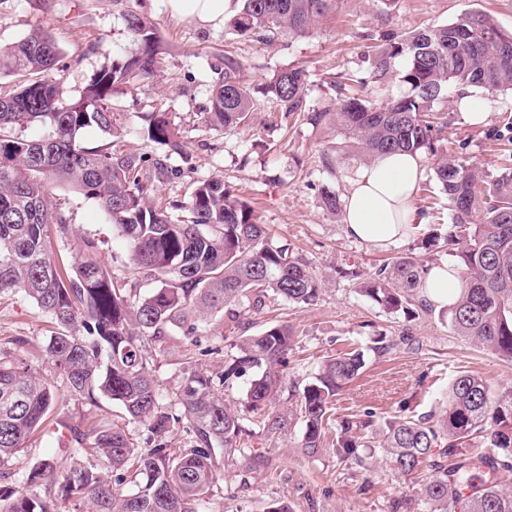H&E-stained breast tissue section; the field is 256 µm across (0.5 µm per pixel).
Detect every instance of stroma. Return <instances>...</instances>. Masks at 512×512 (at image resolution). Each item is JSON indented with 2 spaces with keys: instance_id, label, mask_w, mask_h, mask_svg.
I'll use <instances>...</instances> for the list:
<instances>
[{
  "instance_id": "1",
  "label": "stroma",
  "mask_w": 512,
  "mask_h": 512,
  "mask_svg": "<svg viewBox=\"0 0 512 512\" xmlns=\"http://www.w3.org/2000/svg\"><path fill=\"white\" fill-rule=\"evenodd\" d=\"M140 9L157 24L170 53L153 79L118 96L132 131L123 146L129 152L146 151V143L133 131L141 125L143 113L168 106L192 167L191 172L162 183L155 204L186 198L192 179H223L234 196L252 205L275 238L291 244L322 282L313 305L283 302L260 314H242L256 330L269 322H285L295 331L280 390L268 405L285 415L287 425L270 432L260 422L251 423L245 443L265 466L246 474L234 461L222 463L223 478L211 500L212 512H266L275 502L288 503L292 512H430L419 494L425 473L396 474L374 445L343 461L335 444L337 424L360 421L369 412L379 424L398 415L437 416L449 382L460 373L481 376L499 394L512 390V362L458 336L445 311L420 318L388 313L359 291L362 279L380 259L414 254L431 263L445 258L444 250L422 246L424 238L439 230L437 219L429 214L443 201L433 176H425L414 198V208L426 216L409 238L377 249L349 237L341 215L330 213L321 196L325 188L345 195L349 179L360 167L352 160L341 165L337 175L323 173L318 151L338 142L336 131L288 124L267 101L246 129L206 130L201 114L209 106V65L214 52L224 48L223 25L178 19L170 13L167 0H140ZM467 9L490 12L503 28L512 29V0H395L389 8L382 0H342L336 16L310 36L286 46L248 41L240 44L238 52L249 64L248 81L255 84L287 65L307 67L308 98L321 108L335 97L329 76L364 70L370 47L383 37L447 24ZM123 11L119 0H0V44L17 41L38 27L51 29L62 49L65 91L74 96L127 46ZM435 108L446 119L438 136L449 157L492 170L512 156V144L492 138L512 120L511 95L491 102L486 122L478 126L463 120L455 99L440 100ZM53 200L71 229L68 238H51L57 263H70L79 240L89 238L98 242L97 258L114 276L127 279L129 287L143 294L153 288L146 274L130 272L124 242L94 201L65 187L54 189ZM53 329L51 319L22 295H0V350L14 337H23L25 344L17 349V357L34 373L48 375L56 392L51 427L34 432L13 462L20 482L44 456L70 457L73 446L66 438L70 427L103 419L125 426L136 446H144L147 437L141 424L130 421L120 405L106 397L93 402L70 399L63 376L49 373L46 363L44 344ZM380 340L390 343L388 353L377 352ZM233 343L222 328L193 338L175 333L153 343L152 369L161 394L174 398L186 371L223 369L237 354ZM352 346L363 352L365 366L337 395L321 448L307 455L301 447L302 389L322 362Z\"/></svg>"
}]
</instances>
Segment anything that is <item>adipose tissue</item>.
<instances>
[{"instance_id":"1","label":"adipose tissue","mask_w":512,"mask_h":512,"mask_svg":"<svg viewBox=\"0 0 512 512\" xmlns=\"http://www.w3.org/2000/svg\"><path fill=\"white\" fill-rule=\"evenodd\" d=\"M171 13L203 24H220L235 11L233 0H168ZM421 154H382L349 180L343 222L348 236L376 248L396 243L414 231L413 199L424 178ZM462 282L455 263L429 264L423 294L435 308L453 303Z\"/></svg>"}]
</instances>
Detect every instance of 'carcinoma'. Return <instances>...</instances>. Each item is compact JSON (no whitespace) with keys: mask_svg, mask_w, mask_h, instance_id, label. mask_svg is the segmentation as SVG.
Instances as JSON below:
<instances>
[{"mask_svg":"<svg viewBox=\"0 0 512 512\" xmlns=\"http://www.w3.org/2000/svg\"><path fill=\"white\" fill-rule=\"evenodd\" d=\"M225 22L239 41L272 43L309 36L336 15L341 0H241ZM128 47L95 73L73 98L64 96L58 75L60 49L46 28L0 46V76L25 74L26 82L0 96V294L22 292L49 315L55 331L44 346L50 365L66 382L70 397L92 400L100 392L116 401L131 420L145 426L147 447H137L125 429L100 423L69 429L75 452L93 458L60 469L47 456L35 462L24 485L0 484V512H57L54 494L85 512H205L221 480L218 458L244 454L249 436L244 418L224 403V386L260 369L247 401L264 409L274 398L294 340L286 323H269L250 335L244 310L256 313L280 301L311 305L321 281L290 245L273 241L253 207L234 197L221 180L190 183L185 201L156 208L151 198L173 174L169 160L188 165L168 110L146 116L137 135L165 148L161 155L121 149L127 135L124 113L114 98L161 71L162 37L148 15L131 6L124 14ZM402 68L394 70L395 60ZM210 108L205 128L233 130L249 125L255 90L246 80L247 63L232 50L215 55ZM405 91L382 105L369 98L392 76ZM309 72L293 65L277 69L261 94L278 111L314 129L332 125L343 146L320 151L325 171L358 145L362 160L378 154L422 153L448 200V251L457 258L464 284L448 318L457 335L472 339L512 361V163L494 172L448 159L438 152L434 104L465 87L512 92V30L484 11H464L451 23L411 32L377 45L368 54L366 74L333 82V103L311 107ZM37 125L34 138L16 134ZM102 134L96 145L82 133ZM59 183L97 202L124 240L134 270H145L157 288L143 296L95 258L96 244L83 241L73 262L61 267L49 251L50 225L69 232L64 214L53 207ZM424 260L400 257L374 271L361 291L388 312L429 313L421 296ZM215 325L239 333L240 356L224 370L186 373L176 398L166 400L151 371L149 342L180 332L196 336ZM364 366L357 348L322 363L301 393L304 431L301 448H320L323 425L334 397ZM55 392L31 375L14 353H0V481L29 436L49 424ZM440 416H396L385 420L383 451L391 470L411 475L434 472L420 494L433 512H512V489L493 481L512 469V391L493 393L482 378L462 373L445 394ZM182 425L186 441L170 446L169 434ZM345 422L336 454L354 457L364 446ZM133 484L134 491L123 493Z\"/></svg>","mask_w":512,"mask_h":512,"instance_id":"obj_1","label":"carcinoma"}]
</instances>
